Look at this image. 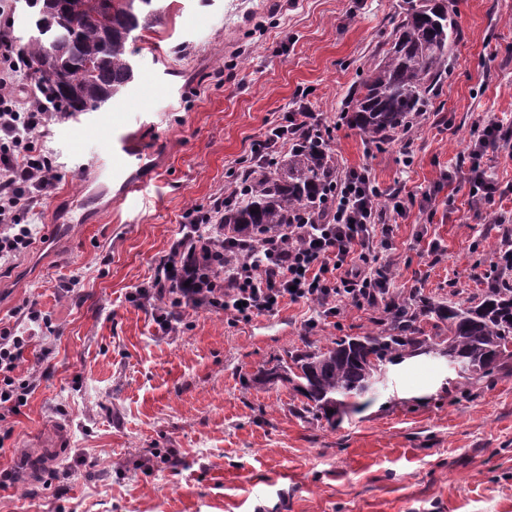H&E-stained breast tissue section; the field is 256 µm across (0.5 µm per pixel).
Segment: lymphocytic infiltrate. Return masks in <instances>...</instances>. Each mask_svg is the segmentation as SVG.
Wrapping results in <instances>:
<instances>
[{
	"mask_svg": "<svg viewBox=\"0 0 512 512\" xmlns=\"http://www.w3.org/2000/svg\"><path fill=\"white\" fill-rule=\"evenodd\" d=\"M20 51L8 30L0 29V264L27 249L34 237L24 219L36 211L60 181L57 168L37 145L52 119L50 100L17 94L24 75ZM326 130L322 114L303 101L281 121L272 123L253 144L251 164L270 163L290 147L294 129ZM501 127L488 120L470 153V178L484 200L498 191L485 179L480 160L498 147ZM405 206L400 192L383 196L364 168L341 171L322 215L302 217L263 238L224 234V203L188 209L180 224L182 238L193 237L199 249L189 255L172 251L160 259L150 279L132 296L137 305L154 307L157 321L170 328L176 313L206 305L224 310L233 321L274 315L283 302L313 304L319 317L336 315L337 302L374 309L388 301L396 278L388 253L392 225L383 220L382 199ZM163 297L167 306L155 307ZM25 337L16 326H0V421L17 414L31 394L29 381L15 378Z\"/></svg>",
	"mask_w": 512,
	"mask_h": 512,
	"instance_id": "f902f5d3",
	"label": "lymphocytic infiltrate"
}]
</instances>
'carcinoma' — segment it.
Returning <instances> with one entry per match:
<instances>
[{"instance_id": "1", "label": "carcinoma", "mask_w": 512, "mask_h": 512, "mask_svg": "<svg viewBox=\"0 0 512 512\" xmlns=\"http://www.w3.org/2000/svg\"><path fill=\"white\" fill-rule=\"evenodd\" d=\"M36 34L22 45V63L38 76L73 118L121 94L134 80L127 43L137 30L162 24L154 0H26ZM460 29L448 0H409L390 47L350 92L356 102L348 122L383 144L409 129L426 111L448 73V46ZM336 174L328 145L305 136L272 166H254L239 176L244 186L224 205V229L234 236H272L295 216L324 206ZM507 268L491 277L480 297L448 302L421 298L386 306L378 330L341 336L328 345L309 344L265 369L259 379L286 381L305 398L304 417L336 423V415L359 407L357 399L381 383L387 366L418 356L444 358L461 384L512 373V277ZM433 321L434 333L421 327Z\"/></svg>"}]
</instances>
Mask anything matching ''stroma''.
Wrapping results in <instances>:
<instances>
[{
	"label": "stroma",
	"mask_w": 512,
	"mask_h": 512,
	"mask_svg": "<svg viewBox=\"0 0 512 512\" xmlns=\"http://www.w3.org/2000/svg\"><path fill=\"white\" fill-rule=\"evenodd\" d=\"M452 4L459 40L406 160L338 121L404 0H159L162 24L127 44L133 82L101 109L134 128L154 113L135 171L146 189L122 195L123 172L96 166L106 130L65 118L39 140L63 179L28 218L33 244L0 267V323L29 336L16 375L34 385L0 423V470L16 472L0 512H512V375L460 395L445 359L412 358L331 425L302 418L290 384L254 378L306 342L363 334L373 311L343 304L311 329L304 303L239 322L202 307L165 329L130 299L184 212L234 185L299 101L332 126L338 168L415 198L386 216L394 295H477L512 229V138L481 160L492 201L475 204L468 180L475 125L491 115L512 135V0ZM32 301L51 327L20 320Z\"/></svg>",
	"instance_id": "stroma-1"
}]
</instances>
